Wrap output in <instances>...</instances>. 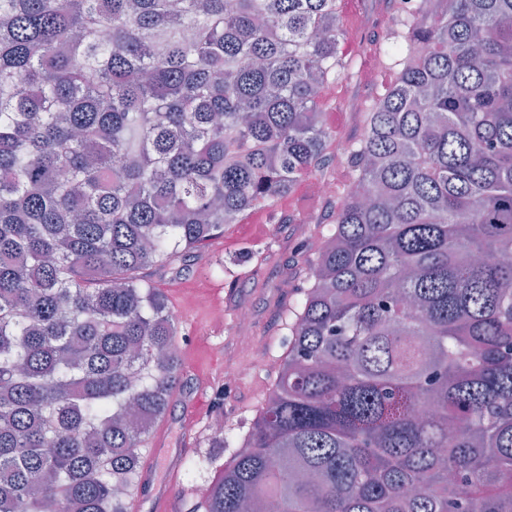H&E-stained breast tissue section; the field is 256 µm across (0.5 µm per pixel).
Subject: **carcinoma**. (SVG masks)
Listing matches in <instances>:
<instances>
[{
  "mask_svg": "<svg viewBox=\"0 0 512 512\" xmlns=\"http://www.w3.org/2000/svg\"><path fill=\"white\" fill-rule=\"evenodd\" d=\"M290 339L202 512H512V0H397ZM339 0H0V512H127L179 378L140 276L305 177Z\"/></svg>",
  "mask_w": 512,
  "mask_h": 512,
  "instance_id": "cac0c4a2",
  "label": "carcinoma"
}]
</instances>
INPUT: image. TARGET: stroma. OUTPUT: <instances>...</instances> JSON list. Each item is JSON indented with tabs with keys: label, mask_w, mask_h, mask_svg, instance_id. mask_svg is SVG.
<instances>
[{
	"label": "stroma",
	"mask_w": 512,
	"mask_h": 512,
	"mask_svg": "<svg viewBox=\"0 0 512 512\" xmlns=\"http://www.w3.org/2000/svg\"><path fill=\"white\" fill-rule=\"evenodd\" d=\"M343 44L361 62L358 78L335 87L323 116L332 138L349 141L364 133L361 117L347 110L350 96L371 101L390 72L376 71L370 62L374 44L396 22L390 0H342ZM309 181L281 199L277 213L283 220L279 236H270L263 223L245 219L212 239L206 246L183 253L165 267L149 266L143 277L165 292L182 318L176 336L180 346L181 381L168 407L154 424L141 450V463H152L151 483L172 491L173 512H195L199 483L211 481L218 469L211 463V425L248 426L268 397L278 370L267 347L284 341L285 315L293 305L292 290L282 281H297L318 247V227L331 223L336 205L313 197ZM314 223H305V216ZM253 313L249 333L238 328L241 308ZM251 374L226 385L225 377L240 364ZM197 459L200 473L184 475L185 458Z\"/></svg>",
	"instance_id": "35a3bbf8"
}]
</instances>
